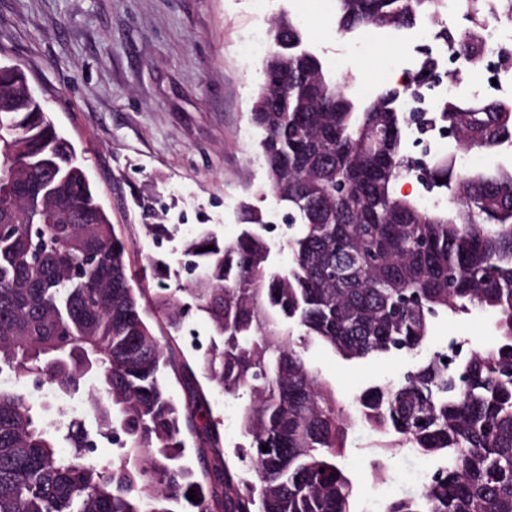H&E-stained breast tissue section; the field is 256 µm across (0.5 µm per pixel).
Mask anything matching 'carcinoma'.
<instances>
[{"label":"carcinoma","mask_w":512,"mask_h":512,"mask_svg":"<svg viewBox=\"0 0 512 512\" xmlns=\"http://www.w3.org/2000/svg\"><path fill=\"white\" fill-rule=\"evenodd\" d=\"M335 2L348 35L437 24L443 0ZM272 32L262 68L288 70L275 91L261 84L250 117L265 187L292 232L277 244L248 210L233 241L193 237L186 254L202 273L178 288L224 337L204 359L206 380L251 396L239 415L250 444L232 456L202 386L181 405L168 394L166 376L195 375L153 328L181 327L176 294L144 287L71 143L25 95L23 72L0 76V512H352L350 416L305 346L347 360L415 354L439 319L474 308L496 316L494 346L449 359L437 349L351 408L392 437L384 451L432 463L419 493L381 512H512V164L464 168L442 155L424 175L448 206L397 195L412 167L409 85L355 98L291 18ZM437 35L474 52L466 30ZM437 118L466 151L512 142L508 101L450 98ZM46 385L87 392L93 427L35 401ZM186 430L199 475L180 464Z\"/></svg>","instance_id":"carcinoma-1"}]
</instances>
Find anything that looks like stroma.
<instances>
[{
  "label": "stroma",
  "instance_id": "obj_1",
  "mask_svg": "<svg viewBox=\"0 0 512 512\" xmlns=\"http://www.w3.org/2000/svg\"><path fill=\"white\" fill-rule=\"evenodd\" d=\"M334 0H0V63L21 67L56 130L74 147L99 203L130 246V264L161 263L160 284L175 289L193 273L186 239L210 231L236 238L245 207L270 215L262 188L261 133L249 116L263 82L272 20L288 13L308 45L337 61V78L366 96L406 81L402 33L336 32ZM153 224L179 225L154 237ZM148 280V287H155ZM484 350L498 340L494 318L478 310L439 320L415 355L347 361L310 344V367L349 403L361 390L399 379L449 335ZM250 395L212 391L211 415L226 452L244 446L237 424ZM386 436L355 422L344 463L353 476V512H376L388 498L421 487L428 461L384 453Z\"/></svg>",
  "mask_w": 512,
  "mask_h": 512
}]
</instances>
